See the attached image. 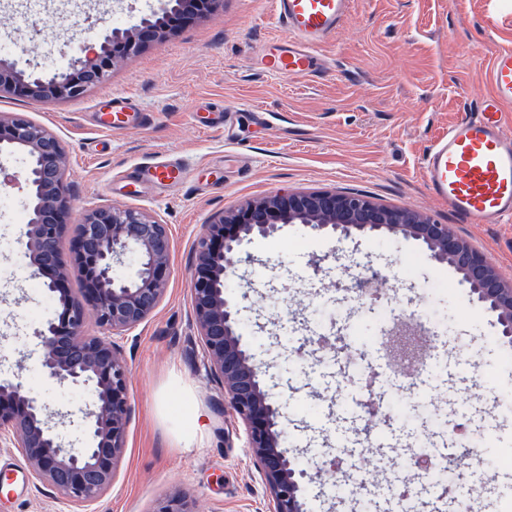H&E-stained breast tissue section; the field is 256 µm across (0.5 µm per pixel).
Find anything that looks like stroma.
<instances>
[{"instance_id": "1", "label": "stroma", "mask_w": 512, "mask_h": 512, "mask_svg": "<svg viewBox=\"0 0 512 512\" xmlns=\"http://www.w3.org/2000/svg\"><path fill=\"white\" fill-rule=\"evenodd\" d=\"M162 0H0V56L24 57L42 74L68 70L99 46L117 20L158 10ZM285 31L268 0L223 7L167 32L122 60L83 96L41 103L0 97V114L43 126L64 148L65 182L78 226L100 206L143 210L173 244L163 301L124 336L132 406L127 453L97 512H151L174 489L200 512H268L246 430L202 364L190 290L191 247L215 215L282 192L336 191L409 207L452 228L512 277V222L469 224L449 216L423 181L435 138L492 92L494 54L512 50V0H353L344 27L323 48L329 66L307 79L270 75L255 61ZM131 99L140 124L103 127L98 103ZM184 160L188 178L159 190L137 170L160 156ZM0 213V380L20 381L45 402L73 447L85 441L89 391L61 385L41 366L38 332L61 310L32 275L21 244L28 218L22 184ZM226 291L240 302L243 340L286 415L284 443L313 470L325 452L367 449L370 466L343 468L366 482L395 481L399 457L436 456L458 417L468 450L449 448L474 485L469 512H512V341L470 296L457 272L390 234L344 241L286 225L244 242ZM363 276L384 290L374 304L344 296ZM416 316L430 333L431 361L398 378L380 351L384 327ZM344 346L297 355L307 340ZM384 413L405 423L364 430L368 372ZM0 512H73L53 489L35 486L16 449L0 447Z\"/></svg>"}]
</instances>
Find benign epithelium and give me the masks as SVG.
<instances>
[{
	"label": "benign epithelium",
	"instance_id": "7a95c632",
	"mask_svg": "<svg viewBox=\"0 0 512 512\" xmlns=\"http://www.w3.org/2000/svg\"><path fill=\"white\" fill-rule=\"evenodd\" d=\"M223 0H167L162 16L196 10L203 3L216 10ZM166 31L161 20L131 19L105 35L99 49L67 72L49 76L26 72L12 59L0 58V95L14 94L41 102L81 97L102 82L125 57L156 41ZM15 147L28 158L23 181L31 200L24 235L34 277L65 303L62 317L39 331L48 376L59 384L88 388L92 408L86 412L87 442L65 447L48 410L20 382L0 381V447L21 455L35 486L53 488L79 512L112 487L127 448L131 406L127 396V362L117 338L144 323L162 301L172 258L166 225L132 208L102 207L83 215L71 255L88 286L82 298L67 288L63 259L70 201L64 174L67 157L58 139L22 115L0 116V149ZM287 224H301L313 234L338 241L359 233L387 232L419 242L439 263L452 267L471 294L494 313L501 335L512 339V280H506L487 257L472 248L448 224L407 207L375 203L357 194L328 191L271 194L228 210L204 225L193 244L191 292L197 337L208 376L224 391V404L247 427V448L256 461L269 501V512H304L298 468L283 448L285 415L271 400L258 368L238 334L236 304L224 295V282L235 273L239 247L252 237H270ZM138 258L135 278L114 275L125 255ZM425 329L400 318L386 332L382 348L391 364L404 351L402 337L422 336ZM426 464L401 465L402 495ZM151 512H199L196 500L181 490L159 499Z\"/></svg>",
	"mask_w": 512,
	"mask_h": 512
}]
</instances>
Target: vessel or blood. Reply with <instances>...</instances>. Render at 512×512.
Segmentation results:
<instances>
[{
    "instance_id": "vessel-or-blood-1",
    "label": "vessel or blood",
    "mask_w": 512,
    "mask_h": 512,
    "mask_svg": "<svg viewBox=\"0 0 512 512\" xmlns=\"http://www.w3.org/2000/svg\"><path fill=\"white\" fill-rule=\"evenodd\" d=\"M352 0H272L271 14L284 39L266 46L260 65L277 76L318 77L320 50L345 24ZM493 92L476 111L452 123L429 148L422 174L449 214L471 224L512 221V131L501 120L512 103V51L497 52L490 71ZM146 179L163 188L183 182L185 166L174 157L150 164Z\"/></svg>"
}]
</instances>
